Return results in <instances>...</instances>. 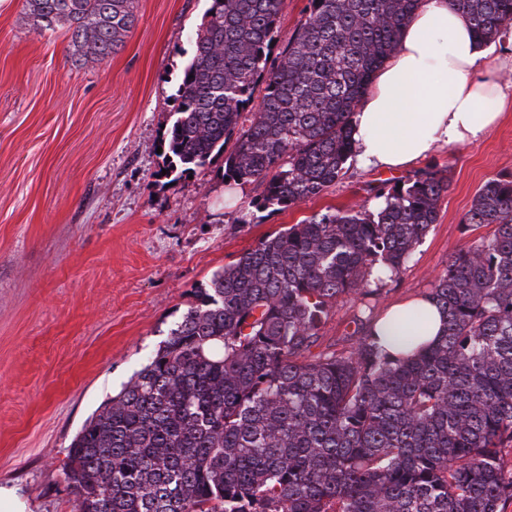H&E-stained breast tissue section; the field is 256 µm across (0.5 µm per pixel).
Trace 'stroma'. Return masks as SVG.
Returning <instances> with one entry per match:
<instances>
[{
    "label": "stroma",
    "mask_w": 512,
    "mask_h": 512,
    "mask_svg": "<svg viewBox=\"0 0 512 512\" xmlns=\"http://www.w3.org/2000/svg\"><path fill=\"white\" fill-rule=\"evenodd\" d=\"M211 0H138V21L112 57L75 61L59 33L0 0V484L31 512H75L63 474L85 421L168 338L196 289L258 241L328 207L378 203L386 172L349 163L320 197L259 210L255 184L228 185L215 160L193 178L161 177L189 37ZM416 169L445 171L439 218L380 308L429 293L467 243L492 227L462 218L490 179L512 176V111L477 143L446 147ZM358 301L334 302L321 348L354 341Z\"/></svg>",
    "instance_id": "obj_1"
}]
</instances>
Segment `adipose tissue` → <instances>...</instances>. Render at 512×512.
Returning a JSON list of instances; mask_svg holds the SVG:
<instances>
[{
  "instance_id": "1",
  "label": "adipose tissue",
  "mask_w": 512,
  "mask_h": 512,
  "mask_svg": "<svg viewBox=\"0 0 512 512\" xmlns=\"http://www.w3.org/2000/svg\"><path fill=\"white\" fill-rule=\"evenodd\" d=\"M488 52L448 0H421L353 116L354 162L398 171L437 149L481 140L512 110V89L486 66ZM412 313L425 320V341H437L443 313L422 298L386 311L380 335L394 336V320Z\"/></svg>"
}]
</instances>
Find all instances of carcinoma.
Instances as JSON below:
<instances>
[{"label": "carcinoma", "mask_w": 512, "mask_h": 512, "mask_svg": "<svg viewBox=\"0 0 512 512\" xmlns=\"http://www.w3.org/2000/svg\"><path fill=\"white\" fill-rule=\"evenodd\" d=\"M418 2L311 0L272 63L284 0H212L160 139L166 175L222 157L228 181L263 186L257 209L320 196L345 175L352 116ZM451 2L483 43L512 24V0ZM136 4L23 0V11L34 30L63 31L76 60L103 61ZM447 189L434 168L379 181L376 210L328 207L214 272L69 445L77 512H507L512 176L479 190L462 224L493 234L461 249L429 292L446 314L442 338L415 347L419 314L395 321L399 355L376 333L377 284L399 278ZM343 295L360 302L359 337L315 354Z\"/></svg>", "instance_id": "cac0c4a2"}]
</instances>
